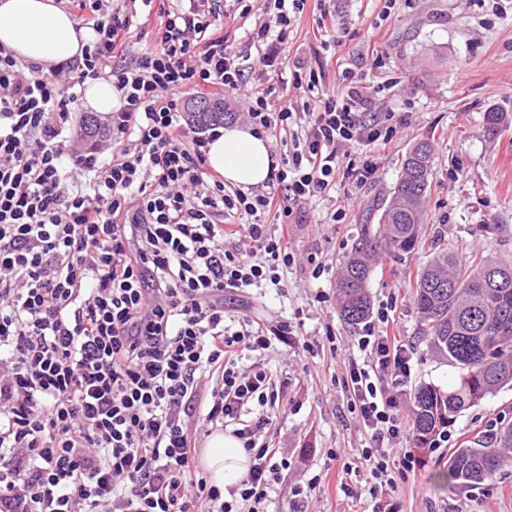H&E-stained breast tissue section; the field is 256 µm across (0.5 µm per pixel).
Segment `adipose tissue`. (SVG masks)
I'll return each instance as SVG.
<instances>
[{
    "label": "adipose tissue",
    "instance_id": "1",
    "mask_svg": "<svg viewBox=\"0 0 512 512\" xmlns=\"http://www.w3.org/2000/svg\"><path fill=\"white\" fill-rule=\"evenodd\" d=\"M90 34L76 30L72 16L56 0H0V46L16 59L50 67L82 55ZM207 162L225 182L248 188L267 181L271 152L266 138L239 126L220 130L208 144ZM201 462L214 485L239 483L250 458L241 442L222 432L210 436Z\"/></svg>",
    "mask_w": 512,
    "mask_h": 512
}]
</instances>
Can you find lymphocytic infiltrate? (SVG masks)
Wrapping results in <instances>:
<instances>
[{
  "label": "lymphocytic infiltrate",
  "mask_w": 512,
  "mask_h": 512,
  "mask_svg": "<svg viewBox=\"0 0 512 512\" xmlns=\"http://www.w3.org/2000/svg\"><path fill=\"white\" fill-rule=\"evenodd\" d=\"M93 38L82 59L46 69L0 47V512H268L291 461L265 437L281 399L262 355L300 325L240 315L224 296L278 284L295 261L270 221L292 223L337 179L365 183L396 134L394 113L366 116L361 76L322 97L316 71L293 84L317 109L300 112L270 81L288 63V30L306 0H274V24L248 39L266 87L246 88L241 55L217 23L221 0H66ZM156 38L124 57L138 6ZM117 88L109 135L68 144L64 125L86 81ZM246 96L255 135L291 129L266 192L227 191L207 167L208 136L179 110L185 94ZM87 172L65 187V167ZM243 213L226 249L221 217ZM378 311L347 368L351 410L370 433L362 450L369 493L394 486L404 426L388 379L411 373L408 348ZM233 429L251 455L234 500L198 475L191 419Z\"/></svg>",
  "instance_id": "lymphocytic-infiltrate-1"
}]
</instances>
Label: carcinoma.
Wrapping results in <instances>:
<instances>
[{
	"label": "carcinoma",
	"instance_id": "carcinoma-1",
	"mask_svg": "<svg viewBox=\"0 0 512 512\" xmlns=\"http://www.w3.org/2000/svg\"><path fill=\"white\" fill-rule=\"evenodd\" d=\"M197 126L224 121L222 112H190ZM432 145L422 141L406 154L402 174L379 214L365 224L336 281L343 322L355 327L370 315L368 283L383 252L409 254L420 244L427 221V193L432 176ZM413 303L430 352L459 370L455 385L443 391L419 387L410 404L412 443L434 447L458 415L499 389L512 385V265L491 259L477 265L459 261L446 249L417 273ZM512 462V424L456 449L438 481L474 485L493 479Z\"/></svg>",
	"mask_w": 512,
	"mask_h": 512
}]
</instances>
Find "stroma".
<instances>
[{"instance_id":"obj_1","label":"stroma","mask_w":512,"mask_h":512,"mask_svg":"<svg viewBox=\"0 0 512 512\" xmlns=\"http://www.w3.org/2000/svg\"><path fill=\"white\" fill-rule=\"evenodd\" d=\"M223 6L224 30L239 43L274 15L273 0H223ZM324 10L343 39L340 66L320 48L315 20ZM289 45L291 61L324 69V95L340 94V67L369 73V110L379 118L394 113L397 133L371 180L338 183L301 209L288 228L296 261L281 271L279 285L226 296L224 306L231 315L305 322L306 349L277 343L262 357L274 375L288 380L285 405L273 414L267 437L293 462L271 512H290L293 489L315 476L320 485L308 512H371L365 472L351 482L358 500L339 489L343 464L358 467L369 436L348 407L346 367L361 331L339 316L337 275L369 212L395 185L406 152L423 140L434 152L427 236L441 238L464 262L479 254L512 264V120L495 132L483 120L491 110L512 117V0H306ZM339 209L345 219L337 224L332 215ZM433 256L425 248L383 258L368 284L373 307L387 306L412 352L411 374L394 388L404 419L416 388L445 389L457 379L455 368L427 351L412 301L416 272ZM315 261L325 267L317 279L311 276ZM322 294L327 302H319ZM500 422L512 423L510 386L463 411L435 448L416 451L414 473L397 477L386 503L396 512H512V465L468 487L442 488L435 477L454 450Z\"/></svg>"}]
</instances>
